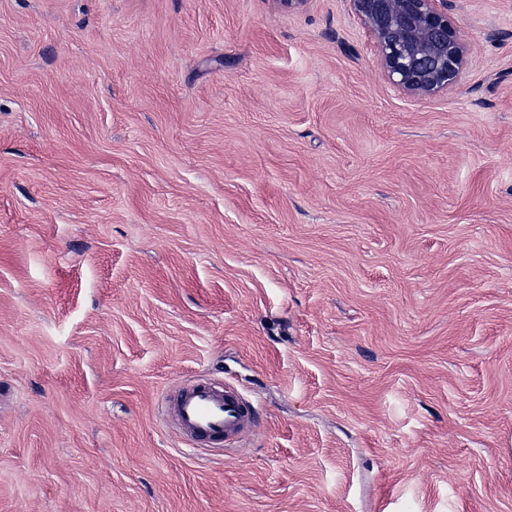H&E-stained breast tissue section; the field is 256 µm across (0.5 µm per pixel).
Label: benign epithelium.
<instances>
[{"instance_id":"benign-epithelium-1","label":"benign epithelium","mask_w":512,"mask_h":512,"mask_svg":"<svg viewBox=\"0 0 512 512\" xmlns=\"http://www.w3.org/2000/svg\"><path fill=\"white\" fill-rule=\"evenodd\" d=\"M374 39L384 74L410 97L453 88L467 64V48L448 16V0H348Z\"/></svg>"}]
</instances>
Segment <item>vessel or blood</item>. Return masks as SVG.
I'll return each instance as SVG.
<instances>
[{"instance_id":"1","label":"vessel or blood","mask_w":512,"mask_h":512,"mask_svg":"<svg viewBox=\"0 0 512 512\" xmlns=\"http://www.w3.org/2000/svg\"><path fill=\"white\" fill-rule=\"evenodd\" d=\"M175 413L181 432L189 439L232 440L242 432L254 410L233 388L195 386L179 393Z\"/></svg>"}]
</instances>
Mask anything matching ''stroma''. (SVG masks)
Here are the masks:
<instances>
[{"instance_id":"1","label":"stroma","mask_w":512,"mask_h":512,"mask_svg":"<svg viewBox=\"0 0 512 512\" xmlns=\"http://www.w3.org/2000/svg\"><path fill=\"white\" fill-rule=\"evenodd\" d=\"M448 15L411 98L347 0H0V512H512V0ZM175 413L179 429L191 440L211 437L233 440L252 418L254 410L231 387L219 390L194 386L179 393Z\"/></svg>"}]
</instances>
